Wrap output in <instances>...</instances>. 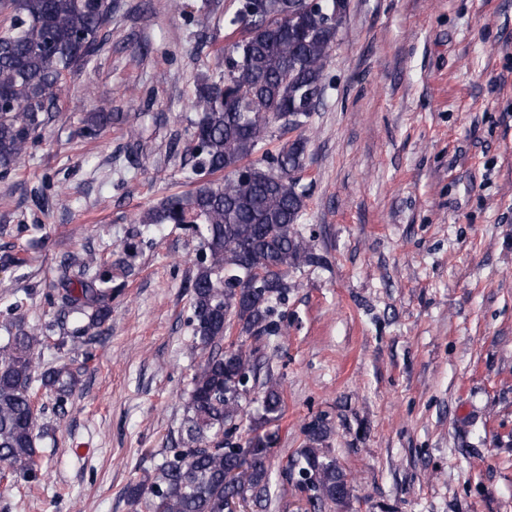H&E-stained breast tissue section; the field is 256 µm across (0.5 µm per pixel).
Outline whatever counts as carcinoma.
I'll return each instance as SVG.
<instances>
[{"label": "carcinoma", "instance_id": "obj_1", "mask_svg": "<svg viewBox=\"0 0 512 512\" xmlns=\"http://www.w3.org/2000/svg\"><path fill=\"white\" fill-rule=\"evenodd\" d=\"M115 0H0V178L22 168L29 150L56 117L68 77L101 53L111 37ZM349 0H243L230 25L239 38L224 55V73L195 85L194 145L183 158L190 190L171 193L147 209L139 223L175 224L200 240L197 272L188 285L195 343L207 355L190 380L184 426L177 447L143 479L127 486L133 512H226L231 500L266 507L267 460L274 439L264 425L282 413L280 384L262 383V420L249 427L254 449L240 468L236 433L256 375L254 351L224 345L238 337L277 333L276 305L290 288V274L321 262L313 235L299 228L306 187L308 132L322 104L325 69ZM118 112H96L84 128L93 136ZM294 132L293 139L281 135ZM55 304L77 332L101 327L111 311L112 268L95 255L60 266ZM0 483H40L48 434L39 392L54 397L63 413L81 368L40 367L44 349H63L66 337L30 326L21 316L0 325ZM330 432L316 420L309 447L286 465L313 509L340 505L350 493L346 475L317 444Z\"/></svg>", "mask_w": 512, "mask_h": 512}]
</instances>
